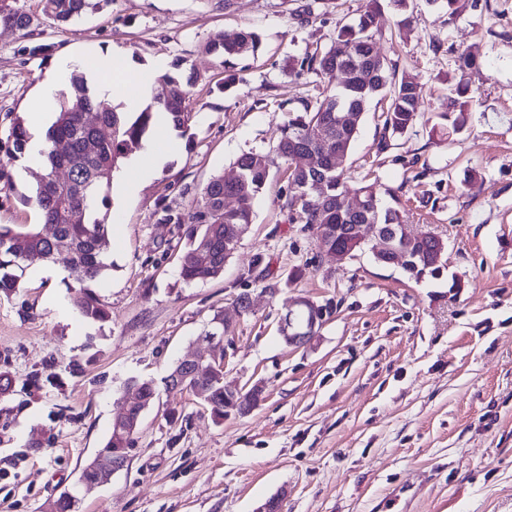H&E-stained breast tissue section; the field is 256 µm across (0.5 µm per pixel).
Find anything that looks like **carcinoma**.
<instances>
[{
    "label": "carcinoma",
    "mask_w": 512,
    "mask_h": 512,
    "mask_svg": "<svg viewBox=\"0 0 512 512\" xmlns=\"http://www.w3.org/2000/svg\"><path fill=\"white\" fill-rule=\"evenodd\" d=\"M19 0H0V20L19 28H28L31 17L17 6ZM94 7L92 0H43V15L56 24H65ZM380 0H368L357 24L344 25L336 33L331 47L324 53L304 58L308 69L327 79L330 90L303 111L289 119L269 152H248L236 162L237 178L228 183L224 176L211 178L204 188L200 204L186 218L164 212V224H185L186 244L180 256V275L186 282H206L224 272V264L237 248L233 229L252 224L254 204L273 169L288 163V156L313 143L310 131L319 126L334 125L333 108H354L365 114L371 102L380 97L388 100L381 112L384 133L401 136L414 128L421 118L419 104L422 87L409 73L396 74L388 60H379L372 31ZM258 36L241 30L232 38L221 34L210 40L205 51L228 64L243 57L242 48L257 51ZM197 75H163L150 102L129 112L116 106H105L94 96L85 74H72L68 91L61 93L59 108L45 137L44 173L49 179L38 184L36 205L42 223L18 227L0 224V291L9 294L20 286L31 257L51 260L67 256L72 278L88 284L100 278L108 267L106 246L109 224L98 217L108 206L103 188L110 184L122 159L142 148L154 130V110L163 108L171 116L173 128L182 133L188 129L190 113L185 111L188 88ZM468 85L458 81L455 105L458 113L450 122L454 133L466 124L471 105ZM360 126L344 127L337 133L335 147L351 150ZM9 137L15 150H24L28 139L25 121L14 119ZM288 178V207L294 210L291 220L308 228L319 245L330 239L333 254H354L360 251L356 237L346 226L357 223L344 204L350 192L344 162H336V154L325 158L323 170L285 168ZM376 223L401 230L393 246L406 251L416 266L409 277L418 281L435 275L425 259L434 248L421 236L406 232V215L399 206H378ZM73 307L84 318L106 322L111 317L108 306L90 291L72 296ZM196 397L216 419L228 415L224 401V384L215 374L203 375L196 381Z\"/></svg>",
    "instance_id": "cac0c4a2"
}]
</instances>
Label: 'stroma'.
<instances>
[{"instance_id": "stroma-1", "label": "stroma", "mask_w": 512, "mask_h": 512, "mask_svg": "<svg viewBox=\"0 0 512 512\" xmlns=\"http://www.w3.org/2000/svg\"><path fill=\"white\" fill-rule=\"evenodd\" d=\"M20 4L31 26L0 24V224L41 221L37 181L19 174L8 135L62 51L179 61L199 79L176 151L137 195L109 194L112 267L91 288L110 320L80 316L72 277L48 275L39 259L16 292L0 293V373L14 385L0 397V512H45L65 491L75 512H262L275 496L280 512H386L391 496L393 512H512V0H476L454 15L445 0H409L403 11L385 0L373 26L381 52L422 85L426 119L381 151L383 106L371 104L349 183H376L417 232L441 235L442 274L414 281L368 250L329 262L291 223L275 172L223 276L191 284L179 276L183 230L161 223L163 209L188 214L214 175L272 150L293 112L327 87L302 58L329 49L367 0H99L61 27L42 0ZM243 28L259 47L228 85L204 47ZM467 47L478 55L466 77L472 103L465 131L450 138L430 121L454 99ZM473 171L482 187L466 185ZM259 254L266 281L253 267ZM243 293L246 315L235 305ZM299 295L332 301L333 314L294 348L279 321ZM217 310L235 327L225 384L265 389L251 412L220 422L192 394L163 388ZM134 379L154 381L159 398L127 468L85 489L81 471Z\"/></svg>"}]
</instances>
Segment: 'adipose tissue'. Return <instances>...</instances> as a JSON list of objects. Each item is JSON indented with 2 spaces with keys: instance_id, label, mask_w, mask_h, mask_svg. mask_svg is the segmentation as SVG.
Instances as JSON below:
<instances>
[{
  "instance_id": "1",
  "label": "adipose tissue",
  "mask_w": 512,
  "mask_h": 512,
  "mask_svg": "<svg viewBox=\"0 0 512 512\" xmlns=\"http://www.w3.org/2000/svg\"><path fill=\"white\" fill-rule=\"evenodd\" d=\"M78 63L88 70L94 87L102 97L120 100L132 109L140 106L145 91L151 87V79L159 77L163 70L162 63L147 66L137 64L122 52H95L78 59L67 53L62 54L52 66L38 98L31 106V138L21 158L23 167L35 171L42 169L47 143L41 124L55 104L56 90L69 85L74 66Z\"/></svg>"
}]
</instances>
